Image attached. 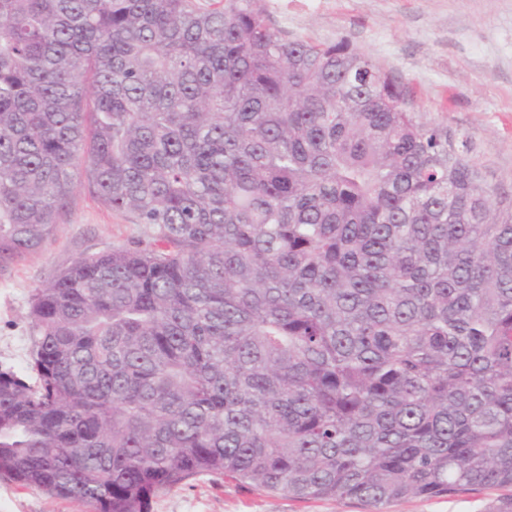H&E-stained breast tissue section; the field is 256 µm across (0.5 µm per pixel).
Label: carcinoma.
I'll return each instance as SVG.
<instances>
[{"mask_svg":"<svg viewBox=\"0 0 512 512\" xmlns=\"http://www.w3.org/2000/svg\"><path fill=\"white\" fill-rule=\"evenodd\" d=\"M465 149L262 0H0V268L78 175L146 225L33 289L0 477L93 512L512 488V200ZM152 512H371L357 500H300L210 475L160 495Z\"/></svg>","mask_w":512,"mask_h":512,"instance_id":"cac0c4a2","label":"carcinoma"}]
</instances>
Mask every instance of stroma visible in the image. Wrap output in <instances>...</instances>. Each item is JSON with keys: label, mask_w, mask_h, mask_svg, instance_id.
<instances>
[{"label": "stroma", "mask_w": 512, "mask_h": 512, "mask_svg": "<svg viewBox=\"0 0 512 512\" xmlns=\"http://www.w3.org/2000/svg\"><path fill=\"white\" fill-rule=\"evenodd\" d=\"M274 28L317 44L348 38L408 89L417 114L468 137L466 158L512 197V0H263ZM131 214L79 187L46 247L0 271V367L26 370L29 297L75 259L142 235ZM511 491L467 486L392 503L386 512H487ZM0 512H92L0 478ZM152 512H370L356 500H300L221 475L160 495Z\"/></svg>", "instance_id": "35a3bbf8"}]
</instances>
